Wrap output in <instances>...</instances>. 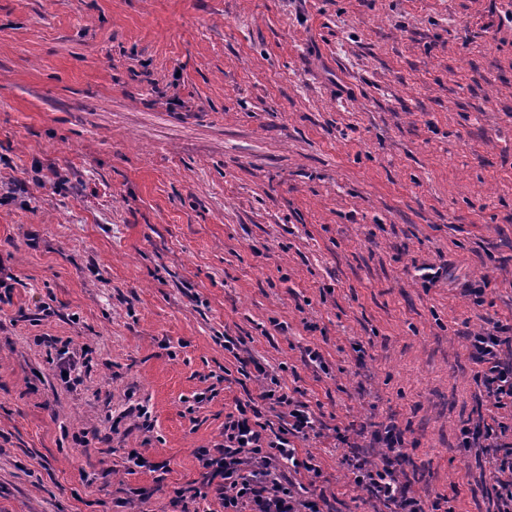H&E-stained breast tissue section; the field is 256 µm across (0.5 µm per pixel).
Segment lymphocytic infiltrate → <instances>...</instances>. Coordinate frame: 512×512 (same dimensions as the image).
I'll use <instances>...</instances> for the list:
<instances>
[{
	"mask_svg": "<svg viewBox=\"0 0 512 512\" xmlns=\"http://www.w3.org/2000/svg\"><path fill=\"white\" fill-rule=\"evenodd\" d=\"M471 353L479 366L478 380L490 403L499 409L512 407V324L492 326L470 334ZM263 383L258 399L237 402L224 423V442L215 448L198 449L201 479L191 497L176 494L172 507L186 506L188 499L216 500L223 512H322L318 500L290 474L306 471L320 478L311 458H299L294 442L316 434L318 426L307 404L283 391L277 378L257 367ZM280 408L279 424L262 419L259 402ZM483 448L500 503L499 512H512V442L504 441L491 424L471 436ZM341 463L366 500L380 502L385 512H426L422 501L410 494V481L402 463L404 442L394 424H380L367 444L337 434Z\"/></svg>",
	"mask_w": 512,
	"mask_h": 512,
	"instance_id": "f902f5d3",
	"label": "lymphocytic infiltrate"
}]
</instances>
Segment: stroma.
<instances>
[{
  "label": "stroma",
  "instance_id": "35a3bbf8",
  "mask_svg": "<svg viewBox=\"0 0 512 512\" xmlns=\"http://www.w3.org/2000/svg\"><path fill=\"white\" fill-rule=\"evenodd\" d=\"M3 273L0 512H172L258 364L326 512H373L335 431L389 420L426 507L497 512L512 0H0ZM491 328L470 334L471 353L480 370L477 379L482 383L490 403L498 408L512 407V323L488 321ZM504 348L510 357L504 358ZM476 433L464 430L465 446L471 448H484L488 456V464L493 477V489L496 491L500 503L499 512L512 511V442H505L506 427L500 423V433L492 424L482 422ZM471 435V436H470ZM472 439V440H471Z\"/></svg>",
  "mask_w": 512,
  "mask_h": 512
}]
</instances>
